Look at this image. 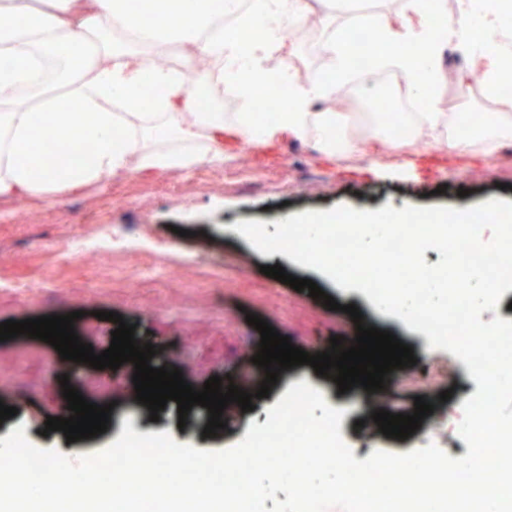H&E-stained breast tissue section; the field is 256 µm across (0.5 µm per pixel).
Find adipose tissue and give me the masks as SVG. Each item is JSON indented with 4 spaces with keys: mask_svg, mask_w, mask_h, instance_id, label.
I'll return each mask as SVG.
<instances>
[{
    "mask_svg": "<svg viewBox=\"0 0 512 512\" xmlns=\"http://www.w3.org/2000/svg\"><path fill=\"white\" fill-rule=\"evenodd\" d=\"M395 2L363 21L378 30L390 51L385 70L397 76L399 96L415 106L404 115L412 131L405 141L387 136L383 113L334 108L343 87L374 82L354 68L338 41L345 0H263L268 26L246 46L217 23L224 0H198L193 20L178 27L165 15L143 23L128 0H0V55L23 64L18 73H0V202L57 199L119 174H186L220 163L228 128L254 149L287 137L345 160L366 152L377 165L417 148L461 157L494 155L512 144V95L498 91L512 60L505 0ZM438 15L444 19L440 27L434 24ZM311 25L324 35L320 49L336 82L290 67L292 94L279 121L260 131L253 126L254 107L247 97H239V111L225 112V71L242 60L255 74L278 68L281 57L296 50L284 29ZM415 47L425 49V66L407 57ZM61 48L83 60L80 71L59 63ZM455 52L465 64L451 70L448 56ZM148 68L166 93L143 109L131 92ZM448 81L461 101L454 112L445 111L444 100L431 89ZM477 83L490 112L482 135L472 139L455 129L470 114L468 101ZM62 107L78 110L81 121L91 124L95 147L83 154L76 124L55 120L49 127L53 143L79 162L33 177L42 152L36 118ZM116 129L123 133L119 144L112 137Z\"/></svg>",
    "mask_w": 512,
    "mask_h": 512,
    "instance_id": "1",
    "label": "adipose tissue"
}]
</instances>
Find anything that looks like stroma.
<instances>
[{"label":"stroma","instance_id":"stroma-1","mask_svg":"<svg viewBox=\"0 0 512 512\" xmlns=\"http://www.w3.org/2000/svg\"><path fill=\"white\" fill-rule=\"evenodd\" d=\"M462 188L467 191L463 197L458 194ZM492 199L512 202V158L505 154L452 162L427 149L376 166L365 156L351 161L324 157L311 145L290 139L249 154L244 142L228 135L223 163L203 164L186 175L124 174L48 204L0 202V275L27 285L21 294L0 290V324L76 311V333L99 354L109 348L116 325L97 314L116 312L134 326L139 344L154 345L151 367L181 369L184 380L199 391L213 376L262 375L252 361L261 335L247 315H258L313 355L329 346L331 337L355 335L353 320L342 311L353 304L412 347L417 359L387 385L393 408H410L415 397L427 392L452 393L450 410L421 439L392 440L364 425V392L355 387L339 392L333 379L305 364L283 371L254 410H229L225 429L206 438L203 407L191 410L182 423L171 400L153 422L147 407L123 399V387L134 373L126 363L112 373L120 396L113 409L115 424L96 437L70 443L63 432L44 430L47 413L63 404L52 382L65 374L77 385L94 369L61 359L49 343L23 334L0 342V401L18 410L0 422V438L21 426L34 446L75 460L111 444L128 423L140 434L167 431L177 443L220 450L242 440L251 423H265L268 408L304 381L321 391L331 407L343 410L340 432L356 459L376 450L406 453L422 440L450 457H463L461 406L477 390L465 364L448 351L430 348L423 333L379 311L361 291L342 289L283 254H262L234 226L241 221L271 224L339 204L358 211L387 205L466 209ZM104 231L130 243L126 256L115 261L95 249L68 251V244ZM150 264L160 266L161 275L146 276L143 268ZM275 264L315 282L337 301L338 310L263 274V267Z\"/></svg>","mask_w":512,"mask_h":512}]
</instances>
